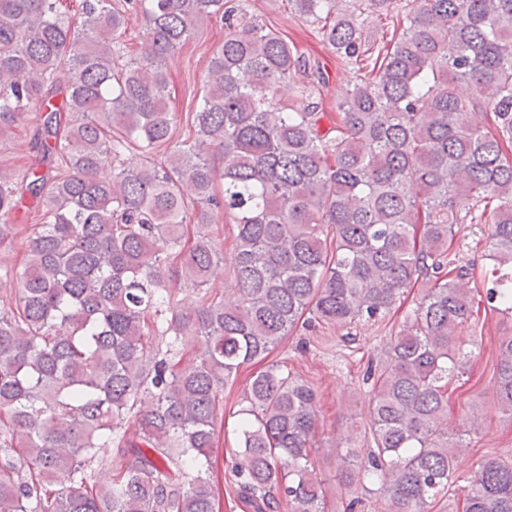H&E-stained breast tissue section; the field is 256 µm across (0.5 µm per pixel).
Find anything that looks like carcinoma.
<instances>
[{
    "label": "carcinoma",
    "mask_w": 512,
    "mask_h": 512,
    "mask_svg": "<svg viewBox=\"0 0 512 512\" xmlns=\"http://www.w3.org/2000/svg\"><path fill=\"white\" fill-rule=\"evenodd\" d=\"M124 3L82 0L75 26L57 0H0V138L36 123L23 179L0 174V216L45 206L0 311V512H220L211 455L232 378L300 327L379 321L420 280L366 372L373 446L348 439L338 460L346 491L376 481L388 512H425L455 474V336L477 299L512 313V0H288L351 74L327 127L320 65L242 0ZM213 17L224 43L178 139L166 63ZM463 224L487 226L480 298L453 257ZM243 401L232 494L251 512H324L314 388L271 363ZM495 406L512 416V336ZM464 512H512L511 460L478 463Z\"/></svg>",
    "instance_id": "carcinoma-1"
}]
</instances>
